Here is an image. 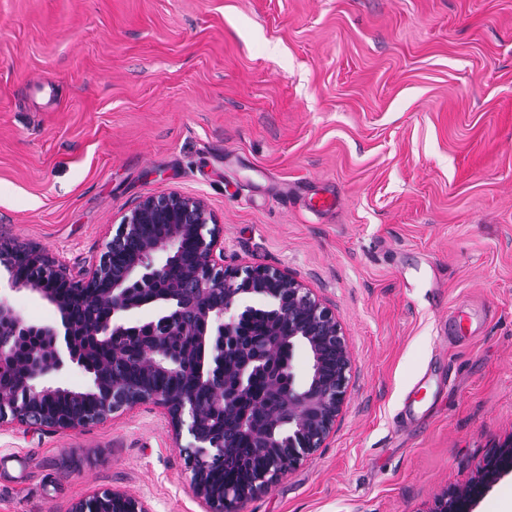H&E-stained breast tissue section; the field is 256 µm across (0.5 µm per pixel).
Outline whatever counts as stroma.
I'll use <instances>...</instances> for the list:
<instances>
[{
	"label": "stroma",
	"instance_id": "1",
	"mask_svg": "<svg viewBox=\"0 0 512 512\" xmlns=\"http://www.w3.org/2000/svg\"><path fill=\"white\" fill-rule=\"evenodd\" d=\"M171 189L352 351L325 447L240 512H427L512 431V0H0V244L77 270ZM0 297L59 319L5 269ZM190 478L150 405L0 425V512H204ZM68 512H150L144 502L130 494L102 489L74 502Z\"/></svg>",
	"mask_w": 512,
	"mask_h": 512
}]
</instances>
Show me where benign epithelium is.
Segmentation results:
<instances>
[{
    "label": "benign epithelium",
    "mask_w": 512,
    "mask_h": 512,
    "mask_svg": "<svg viewBox=\"0 0 512 512\" xmlns=\"http://www.w3.org/2000/svg\"><path fill=\"white\" fill-rule=\"evenodd\" d=\"M17 262H6L13 288L26 289L55 307L60 322H27L0 298V375H14L0 386V420L6 417L35 429L76 430L114 415L151 404L160 410L176 437H186L193 488L207 512H238L240 504L269 490L285 473L323 447L342 414L351 350L335 313L290 272L268 266H224V243L218 220L200 197L171 190L141 199L121 217L115 233L96 263L73 272L51 255L18 245L9 248ZM126 256L116 269L117 254ZM165 312L156 320L131 322L128 316L149 304L140 293L159 284ZM100 300L105 309L98 322L77 325L71 318L70 296ZM267 303L265 317L279 336L267 356H288V377L278 388L284 405L271 422L244 418L239 431L248 435L253 449L271 459L270 468L256 478L214 487L204 478L207 467L224 464L230 449L224 436L202 431L197 391L154 388V374L179 377L190 374L206 391L208 404L217 410L231 405L222 371L235 328L251 315L244 299ZM147 336L150 350L134 363L145 370L138 385L112 379L110 367L96 364L100 346L112 348V360L126 361L127 353L112 346L115 336ZM195 337V352L186 361L174 352L172 336ZM308 351L310 369L297 379L294 351ZM70 364L91 374L90 384L73 391L53 387L45 378ZM77 406L56 410L62 396ZM512 475V432L493 444L483 466L461 486L435 498L427 512H477L480 501L502 479ZM69 512H150L130 494L102 489L74 502Z\"/></svg>",
    "instance_id": "benign-epithelium-1"
}]
</instances>
